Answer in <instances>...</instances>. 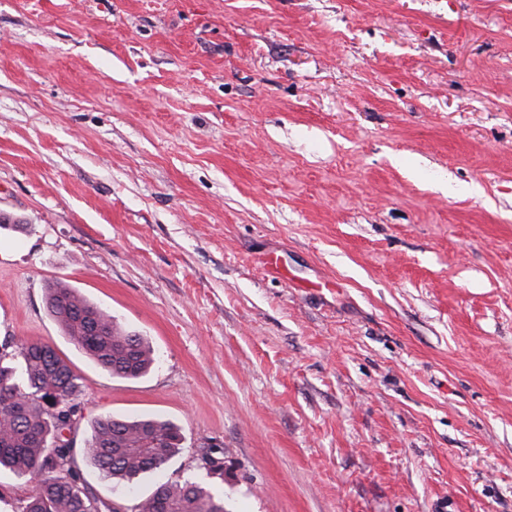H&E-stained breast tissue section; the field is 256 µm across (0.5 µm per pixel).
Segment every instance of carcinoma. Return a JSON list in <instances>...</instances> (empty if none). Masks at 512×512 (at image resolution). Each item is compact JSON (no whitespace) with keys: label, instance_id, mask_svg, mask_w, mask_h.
Masks as SVG:
<instances>
[{"label":"carcinoma","instance_id":"cac0c4a2","mask_svg":"<svg viewBox=\"0 0 512 512\" xmlns=\"http://www.w3.org/2000/svg\"><path fill=\"white\" fill-rule=\"evenodd\" d=\"M49 315L69 340L100 369L119 378H138L155 363L145 339L64 282L49 289ZM82 378L49 342L24 343L0 351V468L34 479L32 493L15 512H227L224 498L190 480H168L132 506L109 507L84 481L77 456L100 475L130 483L147 472L166 470L181 452L184 437L171 421L100 415L80 448L58 443L69 412L81 407Z\"/></svg>","mask_w":512,"mask_h":512}]
</instances>
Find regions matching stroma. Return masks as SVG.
<instances>
[{"label":"stroma","mask_w":512,"mask_h":512,"mask_svg":"<svg viewBox=\"0 0 512 512\" xmlns=\"http://www.w3.org/2000/svg\"><path fill=\"white\" fill-rule=\"evenodd\" d=\"M0 344L227 512H512V0H0ZM278 273H269L267 259ZM65 280L156 362L97 368ZM228 451V477L198 458Z\"/></svg>","instance_id":"35a3bbf8"}]
</instances>
